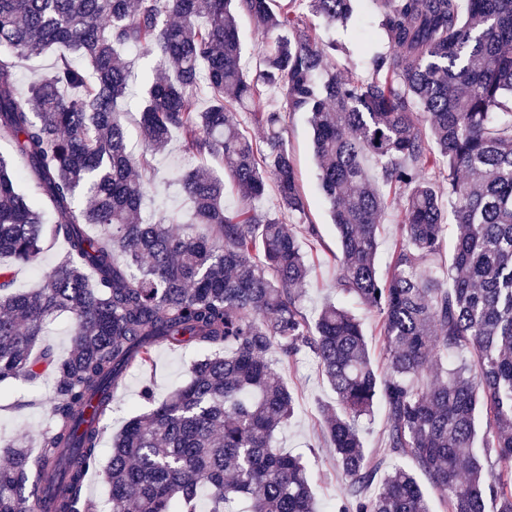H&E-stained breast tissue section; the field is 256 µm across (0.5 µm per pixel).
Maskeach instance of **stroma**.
I'll use <instances>...</instances> for the list:
<instances>
[{
	"mask_svg": "<svg viewBox=\"0 0 512 512\" xmlns=\"http://www.w3.org/2000/svg\"><path fill=\"white\" fill-rule=\"evenodd\" d=\"M380 6L377 0H356L353 24H317L319 36L327 42L342 44L344 51L333 59L335 65L366 71L369 51L386 50L387 44L380 37ZM124 57L130 71V90L124 105L123 120L127 130L128 147L133 155H141L145 144L140 130V105L145 80L154 76L157 63L128 50ZM285 138L288 150L299 172L300 184L308 202L307 223L316 225L318 239L302 240L310 268L304 288L302 307L308 318H315L326 303L343 302L344 297L335 288L338 266L333 259L337 251L336 231L331 221L329 206L318 184L313 149V132L304 112H291L286 116ZM188 159L181 151L180 138H172L167 149L151 159V191L145 198L142 210L145 216L159 219L175 213L188 216L189 199L181 192L178 181ZM63 240L47 243L33 266H13L16 289L29 290L40 287L46 270L55 267L64 257ZM198 357L193 346H159L153 353V365L147 373L132 371L119 391L111 415L105 423L104 442H111L121 432L133 415L145 412L138 394L144 380H152L157 399H165L189 379V368ZM285 380L293 391L297 405L287 426L275 440L278 448L307 460L316 496V512H336V502L344 485L343 475L337 471L329 448L321 441L322 420L320 406L332 405L336 396L330 389L316 363L308 357L291 363L284 371ZM53 396L52 379L37 384L14 380L0 384V442L17 439L28 442L30 449H37L38 435L45 430L50 419L46 407Z\"/></svg>",
	"mask_w": 512,
	"mask_h": 512,
	"instance_id": "1",
	"label": "stroma"
}]
</instances>
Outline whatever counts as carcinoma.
<instances>
[{
  "label": "carcinoma",
  "mask_w": 512,
  "mask_h": 512,
  "mask_svg": "<svg viewBox=\"0 0 512 512\" xmlns=\"http://www.w3.org/2000/svg\"><path fill=\"white\" fill-rule=\"evenodd\" d=\"M304 2L329 24L354 14V0ZM380 2L390 50L363 76L330 67L312 25L270 0H0V257L32 264L45 241L67 245L33 291H12L0 266V382L55 380L38 452L0 447V512H28L37 493L50 512H96L85 477L101 462L103 421L125 374L147 368L160 343L202 356L162 401L143 383L151 409L127 421L103 471L112 512H200L203 500L207 512H236L240 499L248 512H314L307 462L274 447L295 410L280 367L301 356L336 394L321 414L346 477L337 512H434L433 493L448 512H512V0ZM239 12L264 43L253 77ZM131 46L172 63L142 99L147 152L179 133L187 154L221 161L237 208L224 205V179L194 169L180 179L188 218L141 219L148 183L133 171L149 160L128 152L122 121ZM47 51L51 71L20 91L18 64ZM272 91L285 106L259 107ZM254 106L260 146L234 112ZM287 112L308 114L336 227V288L376 314L381 370L350 309L330 302L313 325L302 312L298 235L318 238L316 225L292 229L257 206L271 183L279 213L306 216ZM386 209L400 224L383 279ZM449 218L450 285L435 267ZM61 313L73 321L65 358L36 348ZM379 405L383 455L411 459L430 490L396 465L368 494L379 463L359 421Z\"/></svg>",
  "instance_id": "carcinoma-1"
}]
</instances>
